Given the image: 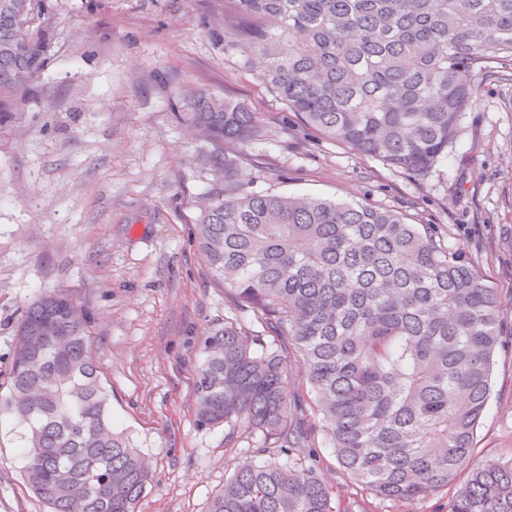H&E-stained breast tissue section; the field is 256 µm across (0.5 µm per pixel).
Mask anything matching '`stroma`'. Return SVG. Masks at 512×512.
Instances as JSON below:
<instances>
[{"instance_id": "stroma-1", "label": "stroma", "mask_w": 512, "mask_h": 512, "mask_svg": "<svg viewBox=\"0 0 512 512\" xmlns=\"http://www.w3.org/2000/svg\"><path fill=\"white\" fill-rule=\"evenodd\" d=\"M232 0H40L50 46L35 94L0 124V391L27 306L61 289L90 321L91 346L154 480L137 512H207L250 453L196 424L200 342L234 317L195 238L211 174L181 119L194 87L245 102L262 131L240 145L255 190L368 202L427 224L502 300V344L469 462L512 459V62L472 72V105L446 160L415 176L328 139L291 112L224 44ZM288 397L335 495L376 512L337 463L295 352ZM15 423L0 417V512H47L26 486Z\"/></svg>"}]
</instances>
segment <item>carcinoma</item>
<instances>
[{
    "label": "carcinoma",
    "instance_id": "1",
    "mask_svg": "<svg viewBox=\"0 0 512 512\" xmlns=\"http://www.w3.org/2000/svg\"><path fill=\"white\" fill-rule=\"evenodd\" d=\"M224 37L288 108L324 136L418 176L448 157L472 103L468 73L512 61V0H233ZM37 0H0V99L24 98L48 36ZM211 149L196 237L247 315L206 332L195 379L201 427L255 460L208 512H336L286 386L305 365L341 467L378 501L425 498L468 464L501 342L496 291L433 230L366 202L263 193L224 143L261 132L241 102L183 97ZM89 320L63 292L17 329L0 412L19 428L23 477L48 512H136L153 474L112 422ZM448 512H512V459L473 470Z\"/></svg>",
    "mask_w": 512,
    "mask_h": 512
}]
</instances>
